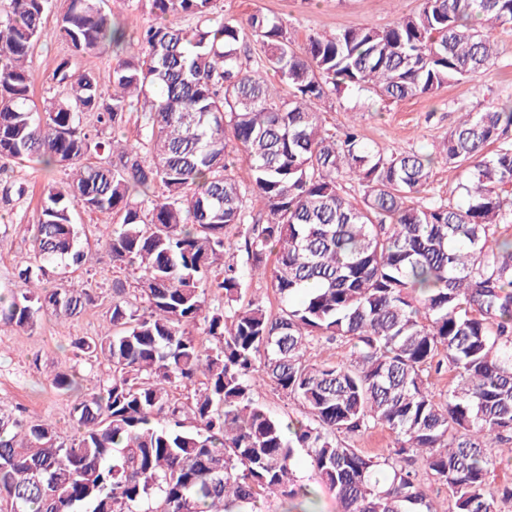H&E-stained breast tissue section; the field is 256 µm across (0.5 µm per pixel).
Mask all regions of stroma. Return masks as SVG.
I'll use <instances>...</instances> for the list:
<instances>
[{"mask_svg": "<svg viewBox=\"0 0 512 512\" xmlns=\"http://www.w3.org/2000/svg\"><path fill=\"white\" fill-rule=\"evenodd\" d=\"M215 10L225 18L240 22L262 12L282 20L296 43L313 34L330 35L346 27H383L396 11L413 12L419 0H214ZM498 44L494 64L485 72L453 84L434 95L398 103L375 99L356 100L344 91L330 96L321 105L327 126L343 128L349 122L350 107H357L358 123L365 141L389 152H435L454 127L459 113L481 112L512 100V25L496 27ZM69 50L57 38H45L32 54L35 101L59 92L52 71ZM63 170L41 175L26 166L0 164V292L17 289V265L33 260L30 228L40 217L41 193L51 182L64 180ZM85 260L66 273L50 275L47 287L89 290L92 305L77 318L60 319L39 313L32 329L22 331L0 325V407L20 409L26 415L53 422L64 438H71L70 398L52 385L55 373L68 370L86 377L91 373L88 360L77 356L73 342L82 336L100 333L112 301L114 282H131L128 271L113 268L104 243L112 228L110 216L77 210ZM295 471L301 484L312 491L310 499L290 502L272 498L263 512H340L331 492L321 486L306 464L303 449L295 451Z\"/></svg>", "mask_w": 512, "mask_h": 512, "instance_id": "1", "label": "stroma"}]
</instances>
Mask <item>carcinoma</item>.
<instances>
[{"instance_id":"carcinoma-1","label":"carcinoma","mask_w":512,"mask_h":512,"mask_svg":"<svg viewBox=\"0 0 512 512\" xmlns=\"http://www.w3.org/2000/svg\"><path fill=\"white\" fill-rule=\"evenodd\" d=\"M65 2L51 30L48 0H10L0 16V159L73 171L44 188L35 262L0 298V323L28 330L41 311L74 318L94 302L41 287L49 269L83 262L78 207L119 217L105 247L135 281L113 288L100 335L75 342L107 379L71 402L72 438L0 411V512H257L262 498L308 494L296 448L342 512H441L402 459L448 486L451 512L512 500L490 483L494 448L512 440V100L462 113L442 141L459 205L428 193L432 155L380 150L354 123L339 137L319 111L342 87L399 102L486 70L512 0H421L384 27L302 45L281 21L243 25L213 0H151L156 22L128 44L103 0ZM176 15L195 26L167 22ZM50 33L74 55L129 45L112 92L62 59L61 92L37 104L28 60ZM129 112L141 113L136 143L100 136ZM101 152L108 163H83ZM239 161L245 187L231 174ZM231 227L244 268L226 260ZM215 268L224 306L211 309ZM255 275L270 278L278 315L243 301ZM336 341L351 344L349 362L308 355ZM445 366L454 387L438 395L428 376ZM266 380L305 418L285 423L256 403ZM52 385L79 388L67 372ZM377 427L394 434L382 459L343 440Z\"/></svg>"}]
</instances>
